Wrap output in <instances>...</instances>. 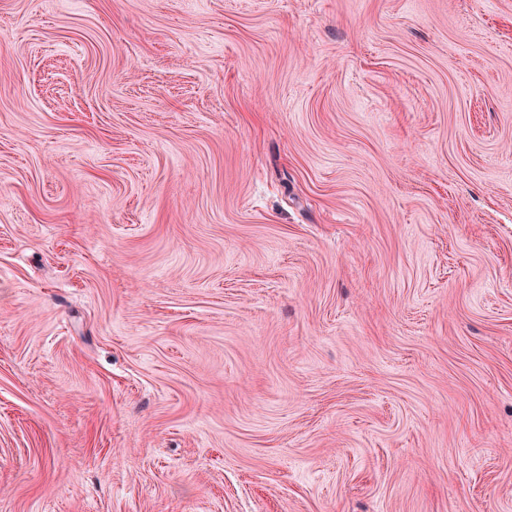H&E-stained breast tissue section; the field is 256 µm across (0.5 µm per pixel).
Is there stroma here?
Listing matches in <instances>:
<instances>
[{"label": "stroma", "instance_id": "obj_1", "mask_svg": "<svg viewBox=\"0 0 512 512\" xmlns=\"http://www.w3.org/2000/svg\"><path fill=\"white\" fill-rule=\"evenodd\" d=\"M0 512H512V0H0Z\"/></svg>", "mask_w": 512, "mask_h": 512}]
</instances>
